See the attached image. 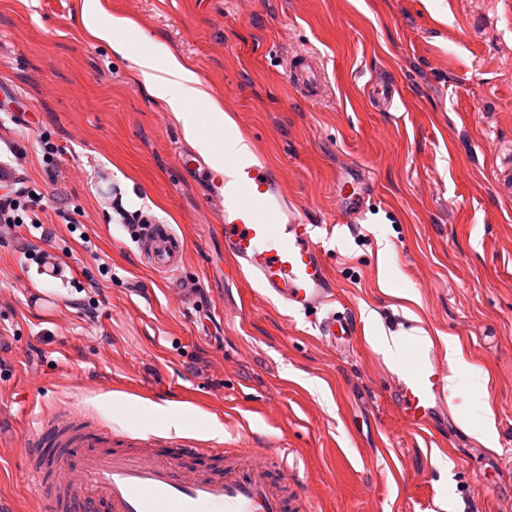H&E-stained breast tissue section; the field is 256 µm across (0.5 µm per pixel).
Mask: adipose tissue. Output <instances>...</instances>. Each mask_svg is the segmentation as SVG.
<instances>
[{
	"label": "adipose tissue",
	"instance_id": "obj_1",
	"mask_svg": "<svg viewBox=\"0 0 512 512\" xmlns=\"http://www.w3.org/2000/svg\"><path fill=\"white\" fill-rule=\"evenodd\" d=\"M134 65L151 93L164 101L181 123L186 140L204 147L210 136H223L221 156L225 159L249 152V144L235 131L231 117L213 101L197 73L176 56H169L167 63L161 66L152 54L144 53L135 58ZM201 107L206 108L212 117V125L201 121L197 113Z\"/></svg>",
	"mask_w": 512,
	"mask_h": 512
}]
</instances>
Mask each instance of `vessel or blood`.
<instances>
[{
	"label": "vessel or blood",
	"mask_w": 512,
	"mask_h": 512,
	"mask_svg": "<svg viewBox=\"0 0 512 512\" xmlns=\"http://www.w3.org/2000/svg\"><path fill=\"white\" fill-rule=\"evenodd\" d=\"M287 82L308 96H317L323 73L314 62L301 60L286 70ZM184 167L198 172L207 194L218 203L224 231V258L240 276L288 309L309 313L335 303V282L314 232L294 207L278 170L252 155H238L217 167L212 156L181 150ZM137 239L151 269L174 272L184 263L180 239L167 224H139ZM40 276L64 279L65 265L57 254L42 251ZM328 342H346L357 334L346 316L329 314L319 325ZM447 367L435 342H413L397 362L393 375L397 408L405 421L425 426L448 406ZM34 455L60 448L75 449L67 471L58 475L53 496H39L43 512L59 504L81 512H310L305 494L289 493L275 467L257 460L252 449L225 456L223 469L184 468L181 457L219 455L217 448L183 442L177 457L136 452L126 433L92 426L79 411L55 413L39 420L31 441Z\"/></svg>",
	"instance_id": "b4317fda"
}]
</instances>
